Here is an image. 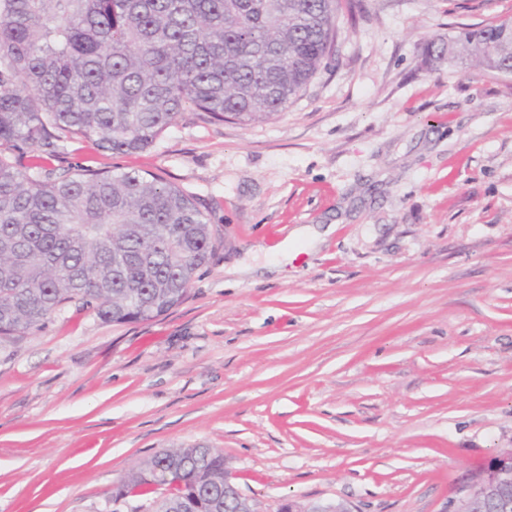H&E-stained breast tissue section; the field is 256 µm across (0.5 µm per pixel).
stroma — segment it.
<instances>
[{
  "mask_svg": "<svg viewBox=\"0 0 512 512\" xmlns=\"http://www.w3.org/2000/svg\"><path fill=\"white\" fill-rule=\"evenodd\" d=\"M512 0H355L278 118L182 112L136 168L216 235L186 299L105 323L73 303L0 341V512H111L165 448L223 452L262 512H443L512 448V76L429 44ZM330 224L325 241L289 240Z\"/></svg>",
  "mask_w": 512,
  "mask_h": 512,
  "instance_id": "1",
  "label": "stroma"
}]
</instances>
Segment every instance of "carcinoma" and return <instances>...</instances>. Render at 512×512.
I'll list each match as a JSON object with an SVG mask.
<instances>
[{"mask_svg": "<svg viewBox=\"0 0 512 512\" xmlns=\"http://www.w3.org/2000/svg\"><path fill=\"white\" fill-rule=\"evenodd\" d=\"M339 4L0 0V338L36 331L72 302L105 323L152 320L180 304L214 250L195 199L134 168L57 174L58 142L143 152L187 105L218 122L270 120L333 53ZM430 53L506 74L512 31L488 22ZM225 466L215 448H170L110 499L239 512Z\"/></svg>", "mask_w": 512, "mask_h": 512, "instance_id": "carcinoma-1", "label": "carcinoma"}]
</instances>
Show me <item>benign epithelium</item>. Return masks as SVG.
<instances>
[{"instance_id":"obj_1","label":"benign epithelium","mask_w":512,"mask_h":512,"mask_svg":"<svg viewBox=\"0 0 512 512\" xmlns=\"http://www.w3.org/2000/svg\"><path fill=\"white\" fill-rule=\"evenodd\" d=\"M458 512H512V450L495 457L492 476L477 480L459 500ZM280 512H351L344 502L301 506L289 502Z\"/></svg>"}]
</instances>
